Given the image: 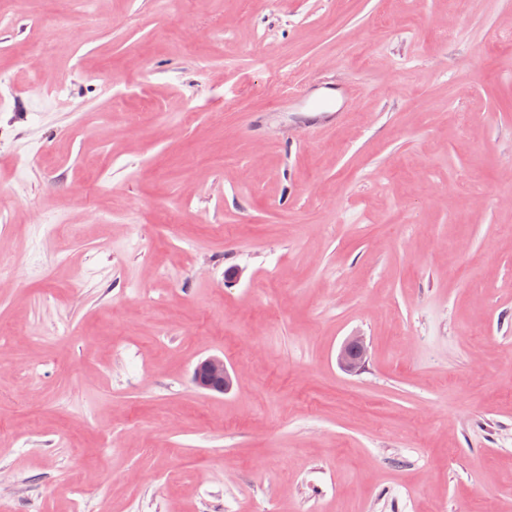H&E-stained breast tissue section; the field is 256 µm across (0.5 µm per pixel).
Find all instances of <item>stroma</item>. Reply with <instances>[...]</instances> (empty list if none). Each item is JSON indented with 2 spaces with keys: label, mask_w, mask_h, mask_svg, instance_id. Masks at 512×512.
<instances>
[{
  "label": "stroma",
  "mask_w": 512,
  "mask_h": 512,
  "mask_svg": "<svg viewBox=\"0 0 512 512\" xmlns=\"http://www.w3.org/2000/svg\"><path fill=\"white\" fill-rule=\"evenodd\" d=\"M0 212L8 512H512V0H26ZM367 353L364 337L352 336L340 351L339 364L349 373H360L365 367ZM193 383L199 391L223 394L232 385L223 356L210 355L200 360L193 371Z\"/></svg>",
  "instance_id": "35a3bbf8"
}]
</instances>
